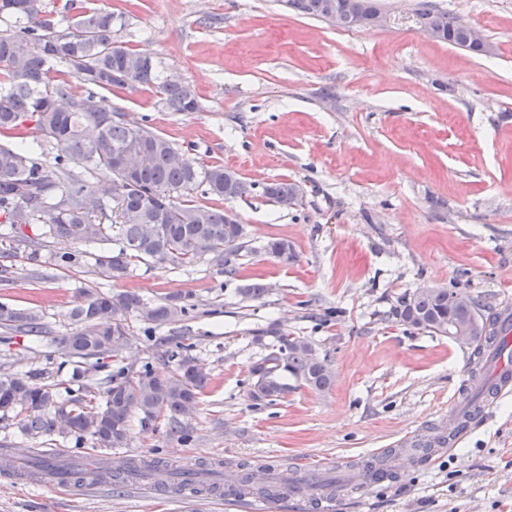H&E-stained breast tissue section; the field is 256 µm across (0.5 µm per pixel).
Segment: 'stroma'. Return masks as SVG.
I'll return each mask as SVG.
<instances>
[{"instance_id": "obj_1", "label": "stroma", "mask_w": 512, "mask_h": 512, "mask_svg": "<svg viewBox=\"0 0 512 512\" xmlns=\"http://www.w3.org/2000/svg\"><path fill=\"white\" fill-rule=\"evenodd\" d=\"M121 14L112 38L151 53L164 74L191 83L194 112L162 108L154 89L107 94L126 119L170 139L194 165L221 164L256 184L232 202L244 247L226 274L212 262L175 270L132 263L107 282L92 266L63 269L14 258L0 303L35 309L55 336L74 330L80 289L130 291L149 302L185 296L181 321L127 320L126 364L163 368L152 337L190 336L209 385L182 419L190 437L132 419L131 457L219 459L225 483L241 465L287 464L304 483L346 476L411 431L464 410L472 351L410 329L392 313L418 288H454L487 309L512 302V0H436L493 45L473 55L391 27L341 29L292 13L280 0H81ZM299 184L283 208L259 187ZM285 239V266L262 252ZM262 282L266 294L240 290ZM278 324L313 341L335 372L330 392L299 388L275 404L249 398V368L266 352L259 330ZM43 341L0 340V365L35 382L67 379ZM326 464L315 467V459ZM0 512H249L245 499L164 488L34 484L0 474ZM336 512H512V397L482 427L430 461L401 463Z\"/></svg>"}]
</instances>
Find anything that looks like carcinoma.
I'll use <instances>...</instances> for the list:
<instances>
[{"label":"carcinoma","instance_id":"obj_1","mask_svg":"<svg viewBox=\"0 0 512 512\" xmlns=\"http://www.w3.org/2000/svg\"><path fill=\"white\" fill-rule=\"evenodd\" d=\"M331 0H285L303 15L327 20ZM347 27L370 26L384 11L380 0H341ZM119 16L110 10L82 7L57 30L42 0H0V251L17 256V246L32 239L23 227L40 221L56 242L94 243L106 249L94 255L95 273L107 281L123 278L134 260L178 269L201 261L214 262L232 273L231 258L243 248L244 226L228 224L221 208L199 206L186 199L196 188L226 202L249 195L255 184L222 165L194 166L163 135L148 127L115 118L108 100L93 88H125L129 82L153 86L169 112H195L198 100L191 85L163 78L158 63L144 51L112 40V25ZM415 30L428 23L442 42L472 54L484 49L467 40V25L439 9L434 0H415L412 15L399 17ZM64 63L70 75L90 89L78 95L64 78L51 75L53 65ZM60 97L69 108L57 107ZM38 135L31 136L29 120ZM57 150L54 165L41 158L43 144ZM84 169L90 179L73 174L71 164ZM67 183L65 196L55 190ZM185 199L177 202L173 193ZM262 195L274 202L295 199V183L274 181L262 186ZM112 206L118 222L104 224L98 216ZM263 251L288 263L295 261L292 245L283 239L268 241ZM50 259L65 268L87 263L84 252H56ZM485 306L471 299L463 307L457 292L425 288L406 293L393 315L403 325L444 336L448 327L472 325L475 354L491 339L496 316L483 314ZM182 296L149 303L132 292L104 293L83 289L71 312L76 329L50 343L63 347L61 365H71L68 383L39 384L25 372L0 373V420L17 419L15 427L25 437L38 440L58 436L79 447L91 442L95 455L86 463L66 460L57 453L35 454L18 464L0 455V471L39 482L50 476L59 483L87 478L121 487L127 477L147 478L165 488H190L201 495L243 496L254 492L251 474L237 482L220 481V464L176 465L163 458L131 457L114 475L104 457L125 448L130 422L141 416L145 423L163 420L172 433H183L179 417L194 409L208 386L207 374L197 370L187 354L194 347L188 336L161 339L170 366L158 370L149 364L133 370L124 365L125 321L133 315L161 326L187 315ZM0 329L45 338L50 330L40 314L0 303ZM267 353L249 369L248 395L259 403L273 404L299 387L329 390L334 372L329 361L313 354L314 344L278 325L260 333ZM106 372L105 385L86 382L88 370Z\"/></svg>","mask_w":512,"mask_h":512}]
</instances>
